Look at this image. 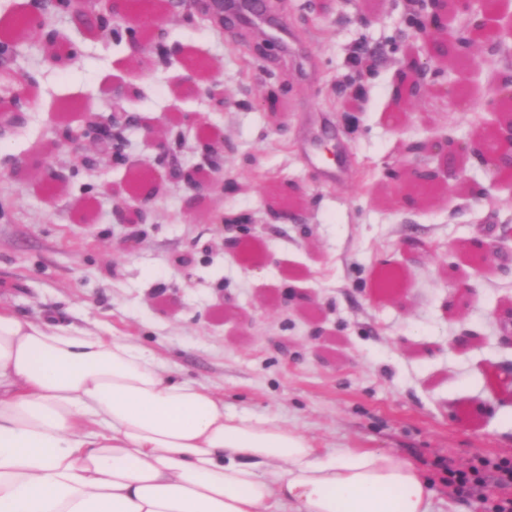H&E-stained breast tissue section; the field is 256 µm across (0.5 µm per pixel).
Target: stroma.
I'll return each instance as SVG.
<instances>
[{"mask_svg":"<svg viewBox=\"0 0 512 512\" xmlns=\"http://www.w3.org/2000/svg\"><path fill=\"white\" fill-rule=\"evenodd\" d=\"M261 0L260 18L228 26L189 0L156 16L176 46L169 59L133 52L126 35H84L53 12L57 58L11 26L31 0H0V114L28 104L25 126L0 137V306L87 332L132 336L181 379L223 393L227 406L269 414L326 448H387L434 489L432 512H477L455 495L446 466L512 459V185L489 197L442 191L395 205L394 172L408 143L464 138L492 114L425 95L396 110V74L418 42L413 0ZM287 46L259 51L270 25ZM209 62L227 103L182 89L188 56ZM67 64H59V57ZM158 128L157 150L126 129L125 162L91 144L74 165L57 131L111 112ZM218 126L205 159L187 117ZM338 159L326 164L324 146ZM170 168L149 224L120 223L138 168ZM65 169L45 190L43 168ZM214 181L193 196L182 175ZM295 184L297 221L269 211L268 184ZM496 246L482 273L459 243ZM473 339L465 349L450 337Z\"/></svg>","mask_w":512,"mask_h":512,"instance_id":"stroma-1","label":"stroma"}]
</instances>
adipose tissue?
I'll return each mask as SVG.
<instances>
[{
	"instance_id": "adipose-tissue-1",
	"label": "adipose tissue",
	"mask_w": 512,
	"mask_h": 512,
	"mask_svg": "<svg viewBox=\"0 0 512 512\" xmlns=\"http://www.w3.org/2000/svg\"><path fill=\"white\" fill-rule=\"evenodd\" d=\"M385 448L226 408L128 336L0 306V512H431Z\"/></svg>"
}]
</instances>
